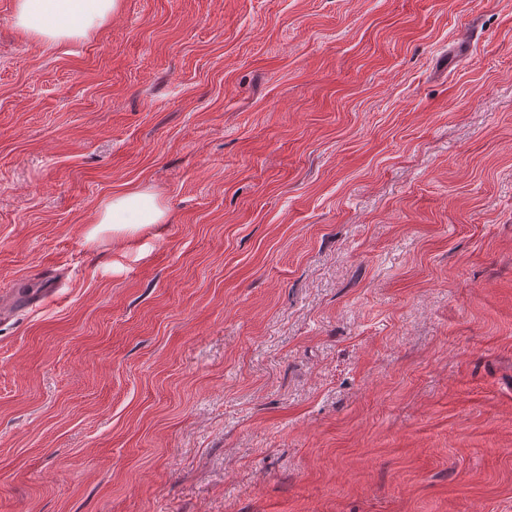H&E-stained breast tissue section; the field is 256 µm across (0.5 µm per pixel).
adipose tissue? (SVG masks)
<instances>
[{
    "mask_svg": "<svg viewBox=\"0 0 512 512\" xmlns=\"http://www.w3.org/2000/svg\"><path fill=\"white\" fill-rule=\"evenodd\" d=\"M121 0H15L12 24L17 32L47 43L87 36L118 12ZM166 211L146 189L137 188L106 201L99 224H157Z\"/></svg>",
    "mask_w": 512,
    "mask_h": 512,
    "instance_id": "obj_1",
    "label": "adipose tissue"
}]
</instances>
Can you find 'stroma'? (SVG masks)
<instances>
[{"label":"stroma","instance_id":"stroma-1","mask_svg":"<svg viewBox=\"0 0 512 512\" xmlns=\"http://www.w3.org/2000/svg\"><path fill=\"white\" fill-rule=\"evenodd\" d=\"M14 6L0 512H512V0ZM120 0H16L17 32L47 43L87 36L120 9ZM166 211L144 188L132 189L106 201L96 224H159Z\"/></svg>","mask_w":512,"mask_h":512}]
</instances>
